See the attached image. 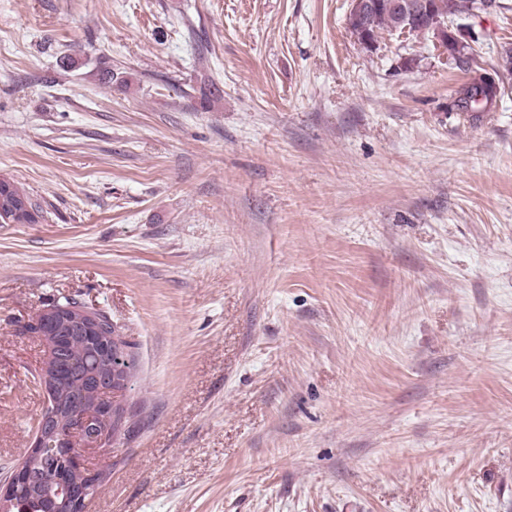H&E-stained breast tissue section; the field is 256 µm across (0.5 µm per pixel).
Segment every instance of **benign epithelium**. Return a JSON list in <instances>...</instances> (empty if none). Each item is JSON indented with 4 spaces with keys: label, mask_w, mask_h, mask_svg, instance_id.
Masks as SVG:
<instances>
[{
    "label": "benign epithelium",
    "mask_w": 512,
    "mask_h": 512,
    "mask_svg": "<svg viewBox=\"0 0 512 512\" xmlns=\"http://www.w3.org/2000/svg\"><path fill=\"white\" fill-rule=\"evenodd\" d=\"M426 19L438 35L448 33V25L430 16L428 5L424 0H420L415 10L411 11L408 25L402 28L401 33L409 34L412 24ZM31 327L47 345L48 355L37 382L45 392L51 394L56 386L52 372L56 337L65 336L79 329L87 339L95 342L97 341L95 319L88 312L83 317H77L69 312L68 306L58 303L41 310L31 322ZM124 362L125 359L120 352H112L111 368L93 372L96 386L94 399L83 403L66 419H59L51 411L44 412L38 418L24 458L7 468V471L0 476V512L23 509L22 501L19 500L18 485L23 481L28 483L37 481L36 474L32 470V459L45 452L47 444L54 446V452L63 460L61 475L51 489L59 506V512H88L91 488L101 478V473L85 467L84 453L103 448L108 444L109 423L112 421V399L121 393V388L126 383Z\"/></svg>",
    "instance_id": "1"
}]
</instances>
